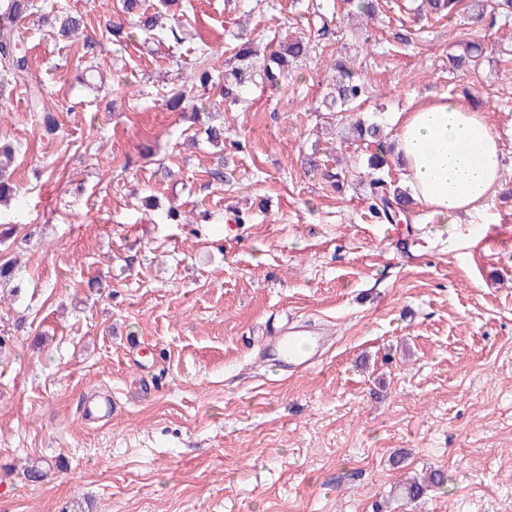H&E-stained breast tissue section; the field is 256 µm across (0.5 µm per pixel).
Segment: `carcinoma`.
Instances as JSON below:
<instances>
[{
	"instance_id": "obj_1",
	"label": "carcinoma",
	"mask_w": 512,
	"mask_h": 512,
	"mask_svg": "<svg viewBox=\"0 0 512 512\" xmlns=\"http://www.w3.org/2000/svg\"><path fill=\"white\" fill-rule=\"evenodd\" d=\"M462 0H426L429 12L453 15L458 10ZM141 0H122L124 13L133 16L131 25L145 33L153 32L158 26L155 15L139 11ZM37 9L34 0H0V74L15 85L26 89L29 110L40 114V126L43 136L52 138L58 129L55 115L45 110L41 102L39 89L29 85V65L26 56L15 49L17 32L14 23L33 14ZM82 19L71 16L60 10L54 15L51 27L56 34L68 39L80 33ZM311 49L310 39L299 37L285 40L278 48L264 55L263 58L253 52L251 43L244 41L233 56V65L224 70V76L214 74L209 66L208 55L200 52L198 68L193 75V83L202 88L224 82L221 94L223 99H236L246 87L255 84L256 78L275 83L284 75L288 66L307 56ZM481 47L467 44L462 52L448 57L449 64L460 69L466 66L473 55L480 52ZM336 79L333 82L330 104L342 111L351 110V105L361 101L367 93L364 80L360 79L348 65L338 62ZM166 105L182 110L191 108L193 114H199L200 108L189 104L187 91L182 88H170L164 91ZM349 130L358 142V147L369 151L367 154L368 178V210L373 217L388 223H400L407 218L412 205L410 196L385 177V168L389 166L388 155L392 151L383 137V130L377 123L365 124L359 120L353 122ZM15 158V149L0 145V201L15 195L16 187L11 182L10 169ZM448 477L443 471L433 472L419 482L412 480L402 485V493L410 500L423 496L430 487L442 488L447 484Z\"/></svg>"
}]
</instances>
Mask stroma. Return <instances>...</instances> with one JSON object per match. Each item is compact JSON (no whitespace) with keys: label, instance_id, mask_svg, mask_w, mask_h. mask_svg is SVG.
Returning <instances> with one entry per match:
<instances>
[{"label":"stroma","instance_id":"obj_1","mask_svg":"<svg viewBox=\"0 0 512 512\" xmlns=\"http://www.w3.org/2000/svg\"><path fill=\"white\" fill-rule=\"evenodd\" d=\"M53 2L83 38L17 26L53 140L0 82L20 190L0 206V261L18 267L0 284V512H512V19L488 23L496 0L480 22L421 0H379L373 20L347 0H145L165 29L121 43L105 28L119 0ZM242 34L313 50L223 105L219 153L160 90L189 84L205 47L223 70ZM468 42L478 62L449 67ZM339 61L384 134L442 96L480 109L500 190L458 224L421 205L371 218L366 158L325 104ZM312 152L341 189L306 174ZM289 317L330 338L299 373L264 357ZM104 396L116 412L84 421ZM36 459L50 471L32 482ZM437 469L444 488L401 494Z\"/></svg>","mask_w":512,"mask_h":512}]
</instances>
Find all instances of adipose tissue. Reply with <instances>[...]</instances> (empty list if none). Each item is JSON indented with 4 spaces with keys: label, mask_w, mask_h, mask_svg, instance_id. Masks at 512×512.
I'll use <instances>...</instances> for the list:
<instances>
[{
    "label": "adipose tissue",
    "mask_w": 512,
    "mask_h": 512,
    "mask_svg": "<svg viewBox=\"0 0 512 512\" xmlns=\"http://www.w3.org/2000/svg\"><path fill=\"white\" fill-rule=\"evenodd\" d=\"M396 153L412 196L444 224L482 209L501 186L503 152L483 114L456 99L399 114Z\"/></svg>",
    "instance_id": "ef3b65f1"
}]
</instances>
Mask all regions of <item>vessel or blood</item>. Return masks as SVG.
<instances>
[{"mask_svg": "<svg viewBox=\"0 0 512 512\" xmlns=\"http://www.w3.org/2000/svg\"><path fill=\"white\" fill-rule=\"evenodd\" d=\"M326 340L304 325H287L275 333L265 348L267 359L279 363L283 369L301 372L321 359Z\"/></svg>", "mask_w": 512, "mask_h": 512, "instance_id": "1", "label": "vessel or blood"}]
</instances>
